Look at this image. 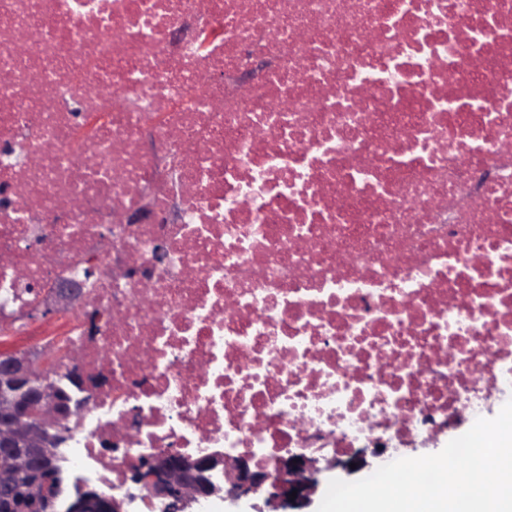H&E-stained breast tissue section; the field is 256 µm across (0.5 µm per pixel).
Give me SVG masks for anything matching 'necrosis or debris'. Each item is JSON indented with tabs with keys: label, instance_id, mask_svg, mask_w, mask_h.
Wrapping results in <instances>:
<instances>
[{
	"label": "necrosis or debris",
	"instance_id": "1",
	"mask_svg": "<svg viewBox=\"0 0 512 512\" xmlns=\"http://www.w3.org/2000/svg\"><path fill=\"white\" fill-rule=\"evenodd\" d=\"M62 279L85 312L34 322ZM1 329L95 380L67 453L111 493L475 416L512 385V0H0Z\"/></svg>",
	"mask_w": 512,
	"mask_h": 512
}]
</instances>
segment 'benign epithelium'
Wrapping results in <instances>:
<instances>
[{"mask_svg": "<svg viewBox=\"0 0 512 512\" xmlns=\"http://www.w3.org/2000/svg\"><path fill=\"white\" fill-rule=\"evenodd\" d=\"M82 302L81 288L73 283H60L52 290L48 303L42 309L45 319H52L66 307ZM0 452L12 448H36L41 463L29 456L14 457L13 467L0 469V487H11L24 476L31 481L24 487L28 499L47 502L52 509L63 495V486L52 488L42 471L53 464L58 455L61 438L55 434L73 415L76 407L63 402L54 386L38 376L23 354L5 352L0 355ZM365 450L359 449L343 461L334 457L325 459L305 454H290L278 464L273 475L255 468L244 458L228 459L220 450L192 457L172 451L144 456L132 470L130 481L147 491L149 500H157L163 512H191V508L210 498L238 499L243 496L268 492L267 504L283 512H304L312 502L318 480L324 469L341 466L361 469L366 466ZM78 492L72 494L71 512H128L137 496H108L77 481ZM296 497H290V494Z\"/></svg>", "mask_w": 512, "mask_h": 512, "instance_id": "benign-epithelium-1", "label": "benign epithelium"}]
</instances>
